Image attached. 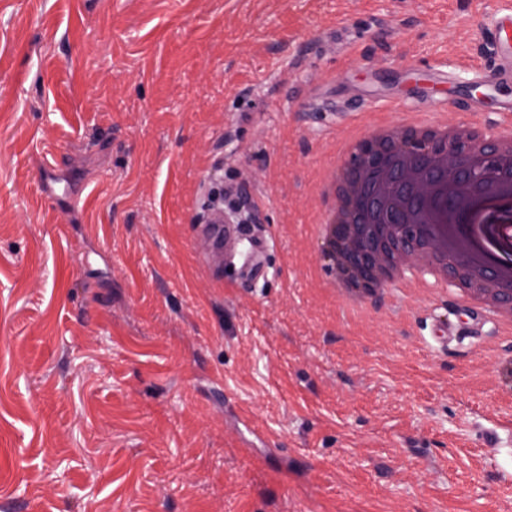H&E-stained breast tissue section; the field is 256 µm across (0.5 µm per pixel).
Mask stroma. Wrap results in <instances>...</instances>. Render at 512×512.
I'll list each match as a JSON object with an SVG mask.
<instances>
[{
  "mask_svg": "<svg viewBox=\"0 0 512 512\" xmlns=\"http://www.w3.org/2000/svg\"><path fill=\"white\" fill-rule=\"evenodd\" d=\"M501 5L0 0V512H512V327L408 280L349 306L310 237L347 135L427 93L500 127ZM219 187L260 281L197 229ZM493 65L480 80L487 88L512 83V7L499 11L492 31Z\"/></svg>",
  "mask_w": 512,
  "mask_h": 512,
  "instance_id": "1",
  "label": "stroma"
}]
</instances>
